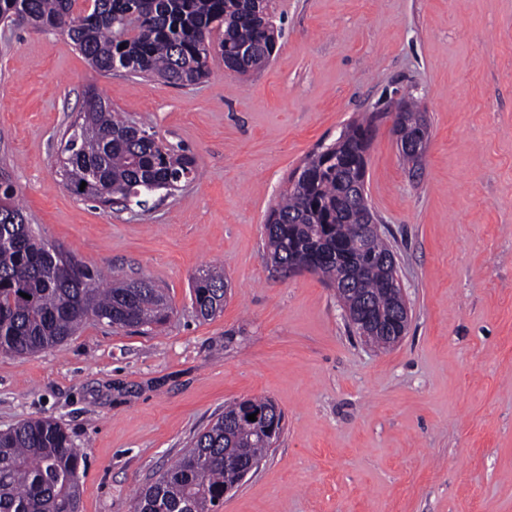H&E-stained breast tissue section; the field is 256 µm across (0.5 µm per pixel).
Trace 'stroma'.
<instances>
[{"label": "stroma", "instance_id": "obj_1", "mask_svg": "<svg viewBox=\"0 0 512 512\" xmlns=\"http://www.w3.org/2000/svg\"><path fill=\"white\" fill-rule=\"evenodd\" d=\"M264 68L176 86L92 68L57 30L0 23V164L35 235L117 281L164 288L152 330L94 320L56 347L0 352V430L58 421L85 455L80 512H132L226 403L265 397L283 431L221 512H512V0H271ZM95 87L198 163L144 208L65 188L61 138ZM430 125L399 156L394 93ZM375 116L369 203L397 261L406 335H354L336 290L268 264L265 219L291 174ZM222 262L220 316L194 276ZM228 286V279L221 266L210 267L194 277L192 300L198 319L211 320L224 311Z\"/></svg>", "mask_w": 512, "mask_h": 512}]
</instances>
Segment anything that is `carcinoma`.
Masks as SVG:
<instances>
[{
	"mask_svg": "<svg viewBox=\"0 0 512 512\" xmlns=\"http://www.w3.org/2000/svg\"><path fill=\"white\" fill-rule=\"evenodd\" d=\"M0 0V21L58 29L100 72L123 69L174 85L206 78L213 35L224 66L251 52L241 70L259 68L276 44L270 0ZM393 130L403 146L428 134L422 112L401 101ZM374 117L350 125L336 140L310 154L289 179L266 224L274 269L320 276L336 289L342 306L356 295L336 285L347 274L368 295L372 310L387 313L396 299L392 249L382 237L356 247L363 225L374 217L368 195L352 198L365 177ZM62 149L61 175L74 195L100 204L144 205L168 195L197 174L194 155L176 153L140 126L112 112L109 102L88 89L83 110L70 125ZM85 188H80L81 183ZM228 279L213 266L194 277L196 317L207 321L224 311ZM28 294L29 298L22 297ZM172 308L163 289L147 280L112 282L37 238L9 172L0 168V352L37 354L75 335L90 318L121 328L164 323ZM275 404L267 398L235 401L200 431L186 452L137 492L134 512H217L224 488L238 483V471L224 460L264 458L261 424L248 415ZM83 454L51 418L24 421L0 432V512H80Z\"/></svg>",
	"mask_w": 512,
	"mask_h": 512,
	"instance_id": "carcinoma-1",
	"label": "carcinoma"
}]
</instances>
